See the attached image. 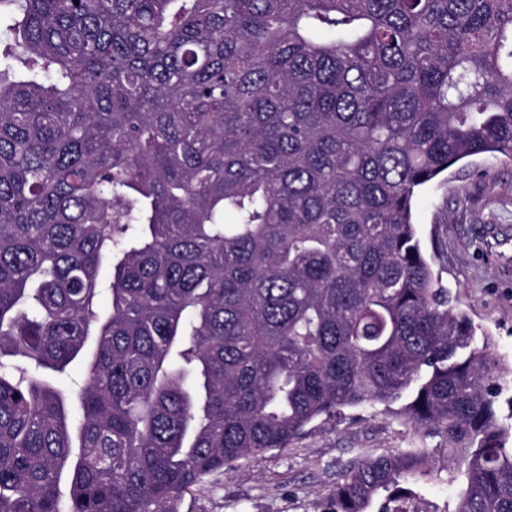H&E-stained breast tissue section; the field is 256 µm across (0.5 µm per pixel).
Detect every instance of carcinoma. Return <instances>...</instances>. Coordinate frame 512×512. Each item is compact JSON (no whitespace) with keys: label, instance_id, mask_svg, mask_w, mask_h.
Masks as SVG:
<instances>
[{"label":"carcinoma","instance_id":"1","mask_svg":"<svg viewBox=\"0 0 512 512\" xmlns=\"http://www.w3.org/2000/svg\"><path fill=\"white\" fill-rule=\"evenodd\" d=\"M0 29V512H179L404 396L409 447L334 512L443 471L451 512H512L503 367L414 223L512 160V0H0Z\"/></svg>","mask_w":512,"mask_h":512}]
</instances>
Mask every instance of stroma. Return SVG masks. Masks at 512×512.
Instances as JSON below:
<instances>
[{
  "mask_svg": "<svg viewBox=\"0 0 512 512\" xmlns=\"http://www.w3.org/2000/svg\"><path fill=\"white\" fill-rule=\"evenodd\" d=\"M422 249L453 305L477 336L512 362V162L465 160L426 187L414 209ZM402 402L344 408L293 443L206 475L181 512H329L337 476L349 462L407 447Z\"/></svg>",
  "mask_w": 512,
  "mask_h": 512,
  "instance_id": "35a3bbf8",
  "label": "stroma"
}]
</instances>
